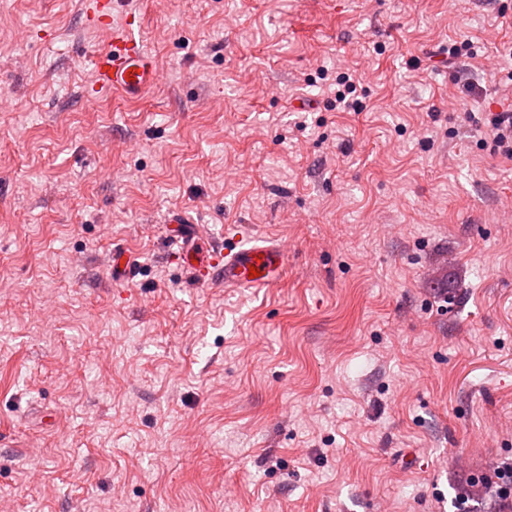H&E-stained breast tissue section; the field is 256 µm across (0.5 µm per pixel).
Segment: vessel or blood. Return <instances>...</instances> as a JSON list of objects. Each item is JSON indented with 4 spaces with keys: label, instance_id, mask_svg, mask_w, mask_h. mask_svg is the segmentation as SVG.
Returning a JSON list of instances; mask_svg holds the SVG:
<instances>
[{
    "label": "vessel or blood",
    "instance_id": "vessel-or-blood-1",
    "mask_svg": "<svg viewBox=\"0 0 512 512\" xmlns=\"http://www.w3.org/2000/svg\"><path fill=\"white\" fill-rule=\"evenodd\" d=\"M89 20L107 38L105 48L92 58V96L119 93L140 97L155 78L156 63L134 35L133 19L114 23L115 0H87ZM170 245L194 279L201 284L223 282L225 288H271L280 281L288 257L270 239L242 242L236 234L213 239L187 217L173 214Z\"/></svg>",
    "mask_w": 512,
    "mask_h": 512
}]
</instances>
